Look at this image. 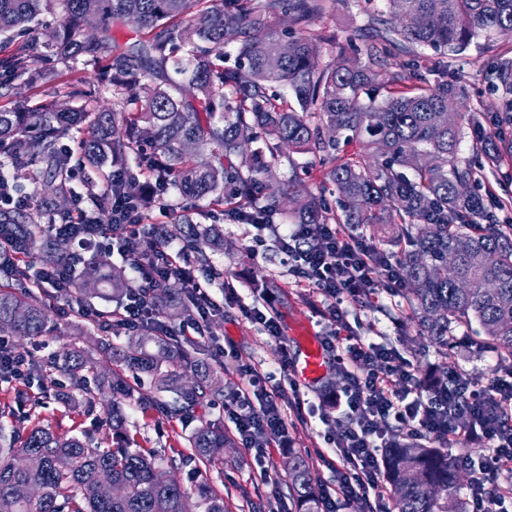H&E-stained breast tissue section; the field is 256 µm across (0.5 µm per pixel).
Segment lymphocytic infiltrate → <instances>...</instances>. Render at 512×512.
Masks as SVG:
<instances>
[{"mask_svg": "<svg viewBox=\"0 0 512 512\" xmlns=\"http://www.w3.org/2000/svg\"><path fill=\"white\" fill-rule=\"evenodd\" d=\"M276 234L283 263L298 285L312 288L322 296L313 306L314 315L330 316L336 324L333 335L324 337L322 346L333 366L347 382L343 392L326 393L330 408L344 414L350 423L342 433L325 431L324 444L316 451V462L336 470L334 488L320 496L321 512H340L338 505L376 488L381 475L382 450L392 437L450 447L466 443L488 447L478 458H461L471 472L466 500L470 512H503L512 503V490L501 492L500 480L512 473V380L500 379L482 384L475 375L455 369L448 377L430 384L418 379L406 358L387 341L363 342L351 328L348 317L354 308L381 307L385 296L396 295L401 285L390 258L379 257L377 249L344 224H323L319 238L305 249H297L302 227ZM163 252L164 266L153 263L150 255L139 254L136 269L139 280L156 284L170 275H180L197 305L195 318L184 321L179 336L202 333L211 312L236 303L233 286H225L223 301L208 293L188 265L183 247L156 243ZM386 266L387 287L373 278L377 266ZM263 307L242 306V314L259 324L277 344L276 372H261L253 366L241 369L236 389L224 402L232 431L242 445L270 462L274 449L288 447L287 435L297 425L307 424L304 404L307 394L297 382H276V375H287L292 365L288 343L282 334L272 292H264Z\"/></svg>", "mask_w": 512, "mask_h": 512, "instance_id": "lymphocytic-infiltrate-1", "label": "lymphocytic infiltrate"}]
</instances>
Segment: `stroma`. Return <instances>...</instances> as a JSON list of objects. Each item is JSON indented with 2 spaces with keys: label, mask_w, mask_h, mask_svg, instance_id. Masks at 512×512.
I'll use <instances>...</instances> for the list:
<instances>
[{
  "label": "stroma",
  "mask_w": 512,
  "mask_h": 512,
  "mask_svg": "<svg viewBox=\"0 0 512 512\" xmlns=\"http://www.w3.org/2000/svg\"><path fill=\"white\" fill-rule=\"evenodd\" d=\"M363 0H330L326 14L313 20L308 31L312 34L331 36L332 44L326 45L322 62H330L340 52L348 50L349 40L357 28L368 22ZM512 53V38H497L492 41L475 40L448 70V78L466 91L459 105L460 123L468 125L479 103L487 101L490 83L488 74L500 54ZM327 167L310 153L291 154L280 158L274 166L279 181L300 180L302 186L312 194H319ZM168 205L156 208L147 221L166 227L172 241H179L180 216H190L194 223L204 226L217 225L224 234V247L211 257V266L218 272L215 280L206 286L214 298H222L225 282H232L242 301L250 306L261 305L262 292L255 284L268 279L275 284L276 296H287V303L279 304L282 332L291 354H298L301 332H311L313 338L323 339L332 326L330 322L313 317L309 302L313 297L310 289L298 286L288 275L281 262V255L274 241H267L260 254L250 250L257 228L248 224H231L225 221L220 206L206 200L180 197L177 191H169ZM361 335L371 330L385 332L401 355L410 360L419 378H437L440 361L427 337L417 335L415 326L395 330L381 313L361 311ZM77 316L62 315L60 308L49 313L50 332L33 339L16 340L21 351L34 358H42L62 351L75 338ZM232 343L236 348L234 357L225 358L224 386L232 388L238 379L237 369L252 365L268 372L272 369L275 342L262 330L242 317L235 308H224L213 312L206 323L202 336L196 337L189 346L190 356L211 353L214 346ZM449 367L477 375L482 383L505 377L504 368L492 355L481 353L462 342L454 349L447 361ZM39 396V404H31V396ZM0 406L9 412L0 416V426L6 431H27L34 423L51 426L56 432L76 435L90 442H99L102 435L101 421L105 406L97 404L94 411L82 406H69L57 397V388L51 382H31L28 386L10 380H0ZM313 414L310 425L298 426L290 435V447L275 451L271 465L256 462L253 453L244 448L237 439H230L224 448L222 464L207 467L195 459L187 439L193 430L190 423L169 419L158 414L143 413L136 404L127 403L129 428L141 445L161 450L168 456H180L183 466L173 475L192 498H199L205 491L223 495L225 512H295L289 492L288 462L293 457L304 456L322 445L324 430L319 416L325 407L319 394L309 396Z\"/></svg>",
  "instance_id": "1"
}]
</instances>
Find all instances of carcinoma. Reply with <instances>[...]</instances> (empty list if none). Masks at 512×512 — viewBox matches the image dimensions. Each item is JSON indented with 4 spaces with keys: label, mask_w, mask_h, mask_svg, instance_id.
<instances>
[{
    "label": "carcinoma",
    "mask_w": 512,
    "mask_h": 512,
    "mask_svg": "<svg viewBox=\"0 0 512 512\" xmlns=\"http://www.w3.org/2000/svg\"><path fill=\"white\" fill-rule=\"evenodd\" d=\"M329 0H0V39L13 45L0 59L10 77H27L43 88L34 106L0 107V153L8 164L11 194L21 180L44 188L58 224L71 220L73 190L69 157L61 139L72 129L92 170L87 191L97 195L79 229L94 240L95 224L112 222L114 200L130 197L141 215L155 195L175 188L184 198L231 205L228 218L239 224H275L286 216L285 202L300 195L294 183H279L271 161L283 149L313 153L331 164L328 179L338 209L311 196L293 211L296 224H361L398 249L401 313L419 335L429 338L442 363L460 343L457 329L477 324L482 347L500 352L512 368V224L497 209L512 207L491 189L479 193L477 170L458 157L463 138L491 163L512 159V57H502L490 85L494 101L468 124L459 125L464 90L448 80V60L473 41L512 36V0H379L375 34L354 56L321 63L324 36L296 30L326 13ZM60 22L52 41L15 37L42 14ZM98 29L83 36L88 15ZM289 19L292 26L278 24ZM137 23L141 37L121 42L114 27ZM235 44V62L225 65L224 47ZM440 55L434 81L393 69L395 52L420 59L419 51ZM367 61H361V56ZM92 68L112 91V106L92 104L82 81L66 80L58 65L76 62ZM284 86L297 105L274 88ZM496 128L491 134L484 123ZM42 212L13 207L0 212V236L20 240L25 252L40 245L47 267L67 264L68 239L45 237ZM186 247L208 265L221 245L216 227L201 229L183 221ZM456 263L448 267V253ZM107 263L88 264L66 295L109 296L121 301L138 292L159 302L163 315L189 319L195 306L180 280L155 288L130 284ZM56 292L38 287L26 261L0 262V332L29 338L49 330ZM104 319V336L77 326L78 337L63 351L31 360V377L55 372L68 377L65 402L79 396L91 409L100 397L112 402L105 419L107 446L89 447L76 435L33 426L0 448V512H224V497L209 494L192 501L161 462L177 459L140 446L128 428L124 402L144 413L185 422L224 392V366L208 358L184 364L185 343L160 332L112 342L122 332ZM152 350H146L147 344ZM106 359L120 368L151 377L155 390L126 383L120 374L100 371ZM191 373L190 385L183 377ZM161 392H173L168 403ZM227 436L224 427L202 421L188 437L194 456L217 459ZM384 477L394 492L396 512H464L458 501L439 497L451 489L460 469L436 448L394 442L386 451ZM289 480L298 512H317L314 475L307 460L295 457Z\"/></svg>",
    "instance_id": "cac0c4a2"
}]
</instances>
